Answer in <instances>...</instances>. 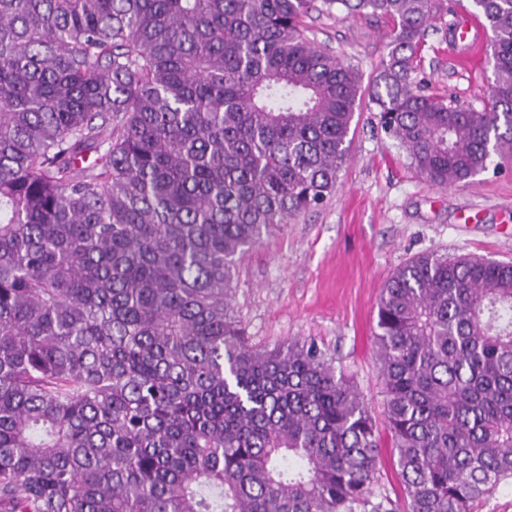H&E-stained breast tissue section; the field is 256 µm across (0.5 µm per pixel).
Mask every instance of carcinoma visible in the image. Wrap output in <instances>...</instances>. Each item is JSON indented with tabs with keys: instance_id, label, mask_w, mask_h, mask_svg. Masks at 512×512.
Returning a JSON list of instances; mask_svg holds the SVG:
<instances>
[{
	"instance_id": "cac0c4a2",
	"label": "carcinoma",
	"mask_w": 512,
	"mask_h": 512,
	"mask_svg": "<svg viewBox=\"0 0 512 512\" xmlns=\"http://www.w3.org/2000/svg\"><path fill=\"white\" fill-rule=\"evenodd\" d=\"M472 2L480 110L412 77L439 0H0V512H475L512 480V264L425 253L383 285L394 499L350 379L230 305L350 158L361 76L313 15L391 21L370 101L432 184L512 145V0Z\"/></svg>"
}]
</instances>
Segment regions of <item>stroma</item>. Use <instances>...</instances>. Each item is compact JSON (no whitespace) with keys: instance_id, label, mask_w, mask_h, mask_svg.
<instances>
[{"instance_id":"stroma-1","label":"stroma","mask_w":512,"mask_h":512,"mask_svg":"<svg viewBox=\"0 0 512 512\" xmlns=\"http://www.w3.org/2000/svg\"><path fill=\"white\" fill-rule=\"evenodd\" d=\"M443 4L413 77L428 93L482 108L491 65L483 59L473 66L449 52L458 10L473 2ZM309 26L318 43L358 68L363 86L372 84L387 19L337 13ZM427 252L512 262V158L469 186L438 187L416 171L365 105L335 195L244 256L233 280V314L253 346L314 341L351 377L380 422L384 394L373 349L380 289L395 269Z\"/></svg>"}]
</instances>
